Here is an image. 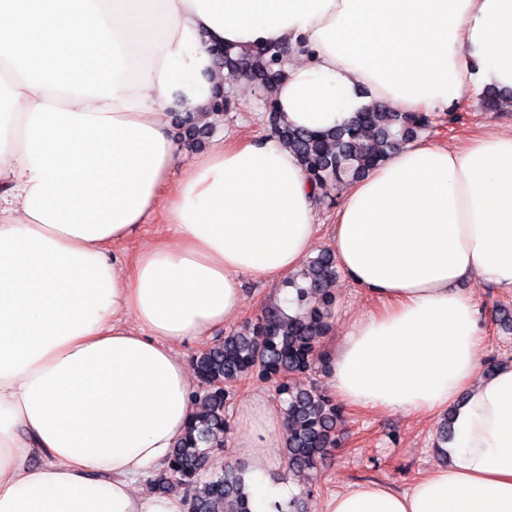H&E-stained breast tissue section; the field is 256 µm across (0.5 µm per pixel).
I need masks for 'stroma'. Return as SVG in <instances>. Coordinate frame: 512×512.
<instances>
[{
  "label": "stroma",
  "mask_w": 512,
  "mask_h": 512,
  "mask_svg": "<svg viewBox=\"0 0 512 512\" xmlns=\"http://www.w3.org/2000/svg\"><path fill=\"white\" fill-rule=\"evenodd\" d=\"M237 108L227 113L214 137L221 141L248 139L267 134L266 120H251L250 115L264 109L262 99L247 87L235 88ZM511 133L512 106L501 105L497 111H485L480 101L460 104L445 112H433L432 126L425 133L428 141L451 147L483 135ZM169 226L163 212H155L127 241L115 245L116 256L130 261L144 247L169 237ZM244 299L240 313L217 336L255 320L268 303L277 301L284 289L283 282H269L244 276ZM472 293L486 315L485 342L479 350L481 363L512 362V334L497 328L493 315L497 306L512 307V295L488 287L477 279L463 284ZM336 304L330 318L331 331L323 339L324 349H332L338 342L346 319L373 312L377 304L346 277H338L335 284ZM438 418H422L401 412L378 413L361 407H344L341 443L317 470L294 479L287 470L269 474L271 485L292 483L306 494L308 512H319L323 502L336 491L365 481H379L397 489L410 488L420 477L441 466L442 458L434 449Z\"/></svg>",
  "instance_id": "obj_1"
}]
</instances>
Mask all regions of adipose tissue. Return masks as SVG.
<instances>
[{
    "label": "adipose tissue",
    "instance_id": "ef3b65f1",
    "mask_svg": "<svg viewBox=\"0 0 512 512\" xmlns=\"http://www.w3.org/2000/svg\"><path fill=\"white\" fill-rule=\"evenodd\" d=\"M218 44L292 47L276 105L307 130L512 93V0H0V512H186L147 484L193 411L177 347L239 314L243 276L285 278L313 247L320 192L282 140L176 136L174 113L224 90ZM159 210L173 238L114 257ZM332 249L380 304L327 353L332 393L456 412L448 467L323 512H512V364L478 378L460 288L512 291V135L406 144L344 190ZM284 429L259 394L236 414L252 512L295 492L267 479Z\"/></svg>",
    "mask_w": 512,
    "mask_h": 512
}]
</instances>
